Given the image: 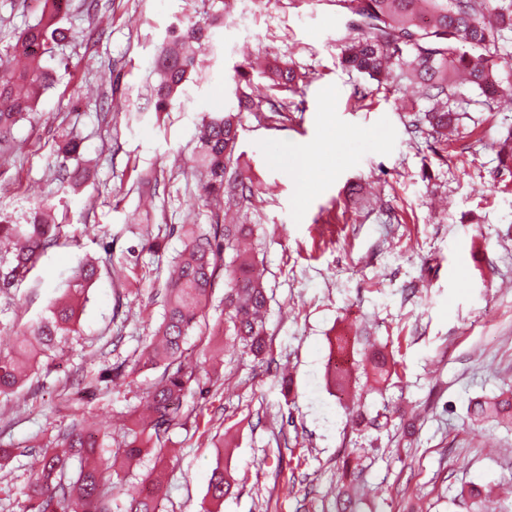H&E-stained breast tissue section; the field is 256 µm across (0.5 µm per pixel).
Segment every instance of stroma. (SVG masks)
Wrapping results in <instances>:
<instances>
[{"label": "stroma", "instance_id": "obj_1", "mask_svg": "<svg viewBox=\"0 0 512 512\" xmlns=\"http://www.w3.org/2000/svg\"><path fill=\"white\" fill-rule=\"evenodd\" d=\"M220 16L175 105L154 109L147 87L172 25ZM39 17L27 0H0V47ZM343 0H98L87 15L71 0L72 38L56 50L65 68L20 121L16 147L0 154V214L54 206L58 244L29 278L0 294V346L45 315L78 266L100 273L76 331L18 389L0 396V512H22L30 458L83 417L108 427L113 446L156 369L115 373L133 362L162 322L169 267L183 228L216 211L198 196L193 159L202 117L234 104L245 55L285 62L301 77L284 119L267 120L270 81L256 71L244 90L240 163L259 189L234 207L253 227L251 252L268 294L263 359L224 348V281H217L185 344L218 383L185 401L194 417L121 474L118 501L163 473L162 512H204L216 463L235 486L222 512H334L344 461L357 462V512H466L471 485L512 488V423L474 421V400L512 389V175L498 174L496 142L512 128V92L493 110L471 104L447 143L411 134L431 104L413 87L393 89L342 69L354 37ZM121 72L118 89L102 76ZM81 139L88 179L60 190L54 149ZM320 150L318 173L297 182L288 147ZM355 337L348 394L326 382L330 344ZM386 347L394 373L371 390L363 352ZM389 410L378 430L354 431V404Z\"/></svg>", "mask_w": 512, "mask_h": 512}]
</instances>
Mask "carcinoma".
I'll use <instances>...</instances> for the list:
<instances>
[{
  "instance_id": "carcinoma-1",
  "label": "carcinoma",
  "mask_w": 512,
  "mask_h": 512,
  "mask_svg": "<svg viewBox=\"0 0 512 512\" xmlns=\"http://www.w3.org/2000/svg\"><path fill=\"white\" fill-rule=\"evenodd\" d=\"M357 17L358 36L345 45L341 65L379 84L403 80L420 85L425 99L443 107L423 113L414 132L427 131L436 143L448 141V127L459 121L456 104L461 87L455 77L463 75L465 85L492 109L501 94L512 88V66L501 63L498 48L506 33L512 32V0H345ZM69 0H43L36 24L25 29L0 53V147L13 142V129L36 111L41 97L54 85L56 70L49 65L55 49L71 37L62 26ZM218 19L176 25L158 49L154 70L159 80L152 88L158 112L174 105L184 82L196 69L194 46L209 40ZM272 84L267 104L271 117H281L285 104L273 93L294 91L300 81L287 66L269 68ZM249 101L238 98L237 110L219 112L203 120L194 168L201 175L200 198L209 203L224 200L238 205L250 203L258 189L235 156L242 112ZM82 143L67 137L58 147L57 169L60 186L76 189L84 184V171L70 168L69 161L80 154ZM499 170L512 174V130L498 141ZM42 202L30 209L24 223L0 221V292L19 287L39 257L61 236V224H51ZM246 233L244 224H194L185 232L187 244L175 261L163 297V322L143 346L132 369H162L158 381L146 392L145 412L132 413L130 427L107 457L101 453L98 433L85 422L73 421L38 452V465L30 472L24 491L23 512H112V499L119 470L140 459L147 448L164 445L169 432L184 426L189 415L184 400L202 389L204 375L198 363L186 360L184 344L197 325L215 286L219 271L227 277L224 291V336L227 345L262 356L267 348V295L263 271L252 254L240 248ZM98 266L87 262L79 267L64 294L32 328L16 338L8 350L0 349V395L11 396L39 365L52 358L60 339L75 331L79 306L88 292ZM372 381L388 380L391 370L385 354L369 361ZM474 420L512 422V392L478 399L471 406ZM361 408L353 419L355 430L383 427L381 419ZM234 480L222 464L213 469L207 495L216 505L231 494ZM162 485L148 475L141 487L120 508V512H159ZM492 488L470 487L461 498L470 501L469 512H485Z\"/></svg>"
}]
</instances>
